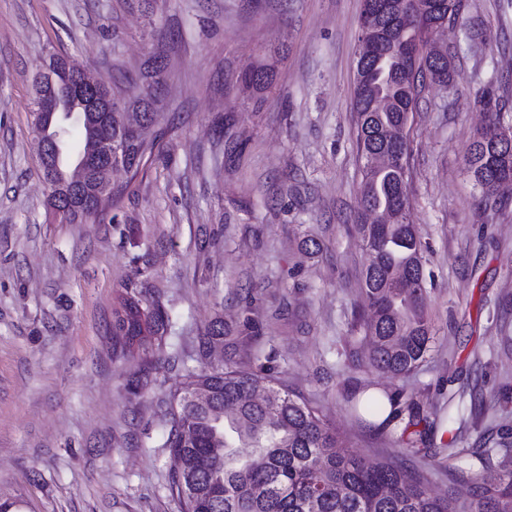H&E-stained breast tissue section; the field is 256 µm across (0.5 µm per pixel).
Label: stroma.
I'll use <instances>...</instances> for the list:
<instances>
[{"label":"stroma","instance_id":"1","mask_svg":"<svg viewBox=\"0 0 512 512\" xmlns=\"http://www.w3.org/2000/svg\"><path fill=\"white\" fill-rule=\"evenodd\" d=\"M363 0H0V500L14 512H179L168 487L172 396L186 371L268 358L366 460H400L403 422L370 426L344 396L415 393L461 456L432 469L486 476L512 449V187L484 201L465 173L488 121L512 113V0H461L439 37L454 80L426 83L412 117L409 195L429 249L431 354L407 377L359 368L353 308L365 265L353 90ZM161 51L157 150L83 224L53 223L33 141L32 80L56 53L134 79ZM272 86H244L250 64ZM318 250L306 252V241ZM159 302L162 348L113 334L121 297ZM224 339L199 356L215 319ZM241 78L243 82L251 83L257 91H264L272 85L274 68L266 64L249 65Z\"/></svg>","mask_w":512,"mask_h":512}]
</instances>
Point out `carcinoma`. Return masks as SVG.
<instances>
[{
	"label": "carcinoma",
	"instance_id": "obj_1",
	"mask_svg": "<svg viewBox=\"0 0 512 512\" xmlns=\"http://www.w3.org/2000/svg\"><path fill=\"white\" fill-rule=\"evenodd\" d=\"M388 9L378 15L380 35L371 53L359 63L372 75H356L354 112L356 141L362 166L361 211L356 225L366 254L361 297L369 312L356 324L368 350L361 357L370 372L399 378L413 372L435 343L428 315V280L424 272V245L412 219L408 195L410 125L407 114L417 110L418 87L426 79L446 83L452 79L448 57L435 60L402 56L408 42L424 41L434 21L455 18L460 0H385ZM164 68L152 65L137 82L122 88L105 84L94 94L73 79L66 58L57 57L54 85L63 98V111L42 108L43 77L34 80L32 115L43 114L44 128L58 130L61 145L69 147L73 128L80 140L73 165L42 169L47 187L61 191L72 185L78 168L82 181L76 193L93 196V161L106 140L122 161L134 165L136 175L155 150V143L128 137L125 119L148 116L158 109L153 89L164 85ZM243 82L256 90L271 87L274 68L248 66ZM488 124L465 156V171L483 196L495 195L501 179L478 173L492 169L512 144L499 140L498 130L508 114L486 102ZM400 149L392 163L375 165L378 156ZM166 317L161 305L147 306L126 296L116 310L113 334L130 347L149 353L161 345ZM215 340H224V322L210 324L199 337L198 352ZM167 448L172 460L169 490L180 512H512V455L498 462L494 483L472 480L466 489L431 495L423 487L424 472H411L383 458L366 461L336 433L321 411L277 385L272 367L262 362L250 369L185 374L174 396ZM348 410L360 415L396 419L406 406L407 426L420 417L415 401L401 403L398 396L378 389L366 399L346 400ZM391 411H386V405ZM409 439V452L434 463L453 458L461 448L434 452Z\"/></svg>",
	"mask_w": 512,
	"mask_h": 512
}]
</instances>
